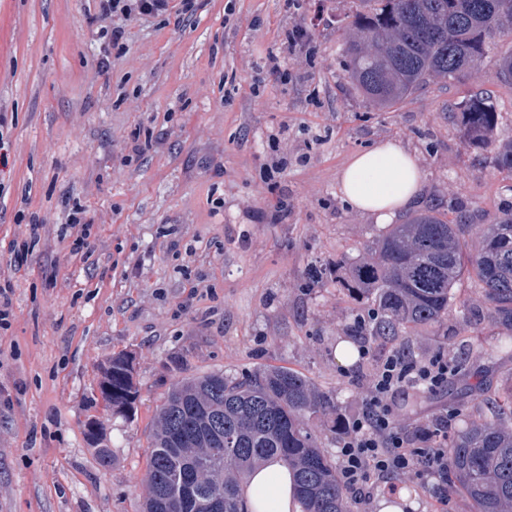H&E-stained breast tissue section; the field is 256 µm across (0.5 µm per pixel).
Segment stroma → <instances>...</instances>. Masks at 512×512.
I'll return each instance as SVG.
<instances>
[{"instance_id":"35a3bbf8","label":"stroma","mask_w":512,"mask_h":512,"mask_svg":"<svg viewBox=\"0 0 512 512\" xmlns=\"http://www.w3.org/2000/svg\"><path fill=\"white\" fill-rule=\"evenodd\" d=\"M349 8L198 0L180 21L130 20L118 51L96 0H0V271L14 312L0 337V512H139L156 411L188 376L302 372L336 404L310 422L331 454L392 352L419 361L444 352L460 368L441 393L408 388L395 398L396 425L408 433L444 414L457 434L495 393L512 390V349L497 347L506 330L470 279L441 323L395 341L353 329L372 306L346 289L343 266L386 227L346 206L341 168L396 141L421 165L414 212L511 213L512 177L493 151L463 143L454 112L464 96L488 92L498 138L510 140L512 85L491 54L461 80L375 109L344 70L337 18ZM296 23L310 28L314 52L281 56L282 82L262 65ZM275 137L288 155L276 187L263 179ZM283 195L287 223H267ZM76 203L97 223L85 262L59 241ZM22 209L44 218L46 237L16 262L8 243L25 232ZM343 339L368 345L370 357L342 367ZM126 351L140 387L128 419L107 415L98 391L101 365ZM91 419L103 425L111 465L91 449ZM396 483L412 492L415 512L471 510L460 494L440 505L412 475Z\"/></svg>"}]
</instances>
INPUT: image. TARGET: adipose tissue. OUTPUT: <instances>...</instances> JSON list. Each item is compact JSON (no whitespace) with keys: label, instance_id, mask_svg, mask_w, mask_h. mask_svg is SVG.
Masks as SVG:
<instances>
[{"label":"adipose tissue","instance_id":"ef3b65f1","mask_svg":"<svg viewBox=\"0 0 512 512\" xmlns=\"http://www.w3.org/2000/svg\"><path fill=\"white\" fill-rule=\"evenodd\" d=\"M422 185L417 159L395 141L377 143L353 155L339 177V191L353 209L388 224L416 202ZM251 512H300L293 477L272 459L258 468L244 489Z\"/></svg>","mask_w":512,"mask_h":512}]
</instances>
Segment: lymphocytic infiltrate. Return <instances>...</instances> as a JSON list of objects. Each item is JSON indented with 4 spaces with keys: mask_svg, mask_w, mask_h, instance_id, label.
Instances as JSON below:
<instances>
[{
    "mask_svg": "<svg viewBox=\"0 0 512 512\" xmlns=\"http://www.w3.org/2000/svg\"><path fill=\"white\" fill-rule=\"evenodd\" d=\"M196 0H99L102 17L111 19V43L123 49L128 22L158 16H184ZM457 372L453 359L436 353L418 361L401 351L376 366L371 387L360 413L347 419L339 442L338 471L342 485L355 497L365 498L371 479H394L405 474L438 481L439 501H448V419L406 434L393 424V402L406 388L421 386L435 393L447 386Z\"/></svg>",
    "mask_w": 512,
    "mask_h": 512,
    "instance_id": "f902f5d3",
    "label": "lymphocytic infiltrate"
}]
</instances>
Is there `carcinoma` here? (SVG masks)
<instances>
[{"mask_svg":"<svg viewBox=\"0 0 512 512\" xmlns=\"http://www.w3.org/2000/svg\"><path fill=\"white\" fill-rule=\"evenodd\" d=\"M346 72L366 101L391 108L435 81H457L505 40H512V0H355L344 17ZM467 146L496 150L512 176V140L499 143L488 94L457 104ZM476 233L478 247L467 248ZM496 323L512 328V217L489 224L450 221L426 210L392 224L361 259L346 265V286L377 306L376 338L405 336L448 317L463 278ZM104 410L132 416L140 398L133 357L113 355L99 381ZM336 403L306 375L287 368L241 378L222 371L181 379L168 389L150 434L143 512H247L242 495L253 469L279 459L294 473L303 512H350L336 462L321 448L310 420ZM100 463L112 462L101 428L87 431ZM448 490L472 512H512V392L448 442Z\"/></svg>","mask_w":512,"mask_h":512,"instance_id":"1","label":"carcinoma"}]
</instances>
